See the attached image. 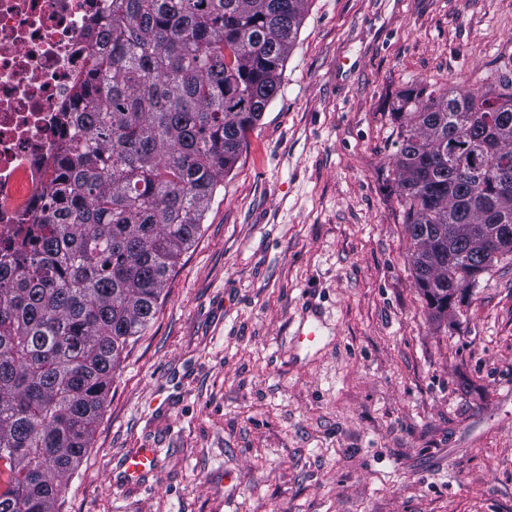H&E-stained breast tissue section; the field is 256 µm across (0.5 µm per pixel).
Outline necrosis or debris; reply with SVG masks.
<instances>
[{"mask_svg": "<svg viewBox=\"0 0 512 512\" xmlns=\"http://www.w3.org/2000/svg\"><path fill=\"white\" fill-rule=\"evenodd\" d=\"M111 13L112 0H0V249L49 208L89 30Z\"/></svg>", "mask_w": 512, "mask_h": 512, "instance_id": "1", "label": "necrosis or debris"}]
</instances>
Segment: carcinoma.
Listing matches in <instances>:
<instances>
[{
  "label": "carcinoma",
  "instance_id": "carcinoma-1",
  "mask_svg": "<svg viewBox=\"0 0 512 512\" xmlns=\"http://www.w3.org/2000/svg\"><path fill=\"white\" fill-rule=\"evenodd\" d=\"M307 0H112L76 90L52 210L0 283V512H58L130 340L153 319L247 134L280 91ZM392 115L417 283L437 318L512 254V78L425 86Z\"/></svg>",
  "mask_w": 512,
  "mask_h": 512
}]
</instances>
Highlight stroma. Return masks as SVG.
Segmentation results:
<instances>
[{
    "label": "stroma",
    "instance_id": "1",
    "mask_svg": "<svg viewBox=\"0 0 512 512\" xmlns=\"http://www.w3.org/2000/svg\"><path fill=\"white\" fill-rule=\"evenodd\" d=\"M506 73L512 0H307L59 512H512V256L431 316L391 115ZM306 306L325 327L297 350ZM138 448L157 467L122 484Z\"/></svg>",
    "mask_w": 512,
    "mask_h": 512
}]
</instances>
